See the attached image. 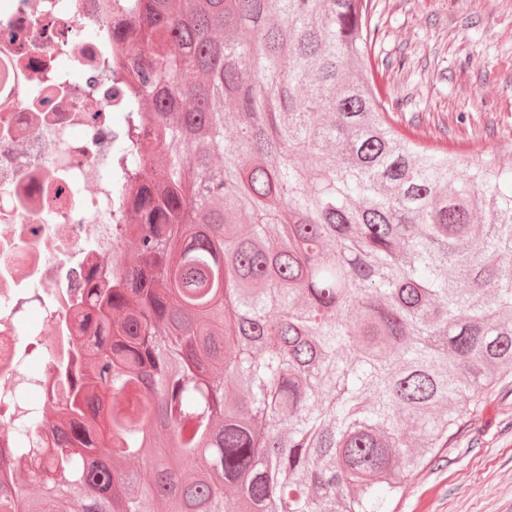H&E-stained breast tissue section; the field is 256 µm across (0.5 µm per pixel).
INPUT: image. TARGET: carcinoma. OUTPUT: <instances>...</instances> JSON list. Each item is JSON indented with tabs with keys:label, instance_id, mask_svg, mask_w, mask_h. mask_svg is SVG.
I'll return each mask as SVG.
<instances>
[{
	"label": "carcinoma",
	"instance_id": "1",
	"mask_svg": "<svg viewBox=\"0 0 512 512\" xmlns=\"http://www.w3.org/2000/svg\"><path fill=\"white\" fill-rule=\"evenodd\" d=\"M131 7L111 343L0 512H385L512 368V171L398 129L375 0Z\"/></svg>",
	"mask_w": 512,
	"mask_h": 512
}]
</instances>
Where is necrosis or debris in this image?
I'll use <instances>...</instances> for the list:
<instances>
[{
  "mask_svg": "<svg viewBox=\"0 0 512 512\" xmlns=\"http://www.w3.org/2000/svg\"><path fill=\"white\" fill-rule=\"evenodd\" d=\"M134 37L121 0H0L1 448L26 445L10 403L22 385L41 392L30 409L71 396L58 361L112 281V219L133 198L114 179L113 88Z\"/></svg>",
  "mask_w": 512,
  "mask_h": 512,
  "instance_id": "4bbe7bcc",
  "label": "necrosis or debris"
}]
</instances>
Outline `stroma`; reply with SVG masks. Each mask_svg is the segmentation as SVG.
<instances>
[{
	"mask_svg": "<svg viewBox=\"0 0 512 512\" xmlns=\"http://www.w3.org/2000/svg\"><path fill=\"white\" fill-rule=\"evenodd\" d=\"M378 78L418 142L512 169V0H377ZM512 373L409 472L389 512H512Z\"/></svg>",
	"mask_w": 512,
	"mask_h": 512,
	"instance_id": "1",
	"label": "stroma"
}]
</instances>
